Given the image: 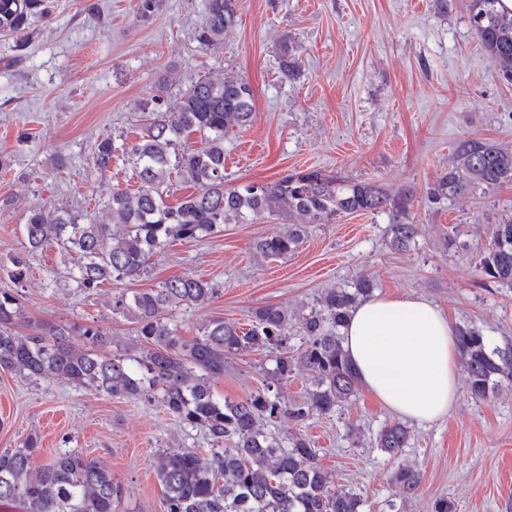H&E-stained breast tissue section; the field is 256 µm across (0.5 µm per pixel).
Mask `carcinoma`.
<instances>
[{
    "instance_id": "1",
    "label": "carcinoma",
    "mask_w": 512,
    "mask_h": 512,
    "mask_svg": "<svg viewBox=\"0 0 512 512\" xmlns=\"http://www.w3.org/2000/svg\"><path fill=\"white\" fill-rule=\"evenodd\" d=\"M501 0H471L470 23L483 50L499 63L498 74L512 80V11ZM47 0H0V27L20 35L24 48L35 15H48ZM236 0H207L197 30L204 46L223 43L236 22ZM140 132L121 143L109 136L94 147L93 168L112 167V159L131 166L139 187L114 189L104 208L109 220L97 224L81 210L35 208L23 224L24 248L36 252L54 243L76 255V287L94 290L105 282L141 277L156 251L177 240L198 241L265 214L288 222L282 235L259 238L252 250L263 258H286L303 243L309 225L341 214L384 213L392 248L416 244L417 225L410 211L412 194L391 197L374 182L348 181L320 170H303L262 184L224 187V136L245 127L255 112L248 83L238 78H201L169 105L163 90L135 104ZM205 147L187 145L192 134ZM194 185L196 192L170 205L172 177ZM512 183V149L492 140L466 138L454 149L453 164L440 179L438 192L454 198L487 193ZM18 285L25 260L15 256L1 265ZM478 270L481 284L512 288V217L492 225L488 253ZM364 275L352 283L325 288L307 313L299 315L305 333L299 348L285 345L288 308L268 304L251 312L244 330L222 317L185 339L167 318L180 307L208 303L216 289L189 275L169 278L156 288L123 292L112 312L135 324L138 354L104 350L107 338L90 324L57 326L29 334L17 331L21 301L15 288L0 289V369L25 379L64 381L144 402L157 401L174 418L208 436L212 458L189 450L163 449L154 472L162 489L164 512H361L363 500L342 487L318 461V449L294 431L283 442L266 429L286 417L295 427L313 415H328L357 391L358 380L343 346L347 318L372 296ZM79 336L74 341L73 336ZM461 360L472 398L485 399L503 380L512 382V344L493 347L481 329H458ZM269 354L272 382H288L298 367L313 374L305 400L287 401L271 387L242 400H218L212 384L224 376L227 359L253 352ZM410 439L400 423L384 426L376 445L397 458ZM39 439L28 437L19 448L0 451V503H17L23 512H120L122 484L102 461L75 450L61 451L44 464L36 459ZM396 482L406 493L417 490L420 473L401 467Z\"/></svg>"
}]
</instances>
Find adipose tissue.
<instances>
[{
    "label": "adipose tissue",
    "instance_id": "ef3b65f1",
    "mask_svg": "<svg viewBox=\"0 0 512 512\" xmlns=\"http://www.w3.org/2000/svg\"><path fill=\"white\" fill-rule=\"evenodd\" d=\"M458 332L432 302L374 295L353 310L344 346L358 380L404 421L443 419L458 401Z\"/></svg>",
    "mask_w": 512,
    "mask_h": 512
}]
</instances>
